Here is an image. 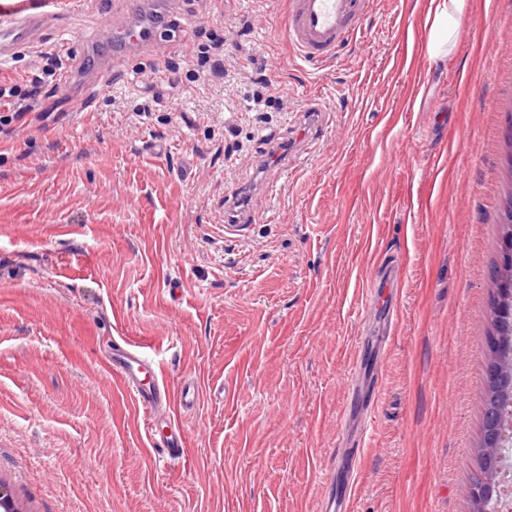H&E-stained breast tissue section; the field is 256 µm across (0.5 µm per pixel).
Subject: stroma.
Here are the masks:
<instances>
[{
  "instance_id": "stroma-1",
  "label": "stroma",
  "mask_w": 512,
  "mask_h": 512,
  "mask_svg": "<svg viewBox=\"0 0 512 512\" xmlns=\"http://www.w3.org/2000/svg\"><path fill=\"white\" fill-rule=\"evenodd\" d=\"M127 4L58 0L0 67L81 49L68 92L0 133V481L19 512H323L352 447V512H475L512 0H468L437 60L432 0H368L319 64L288 46L287 0H147L223 31L221 78L164 41L112 54L100 30ZM156 64L177 95L143 87ZM314 105L331 109L318 151L265 160ZM241 187L271 219L229 234ZM384 259L402 264L393 303L361 319ZM117 336L146 342L171 386L197 383L184 457L152 450L108 361ZM360 353L379 366L372 410L348 399Z\"/></svg>"
}]
</instances>
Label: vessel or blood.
Here are the masks:
<instances>
[{
  "label": "vessel or blood",
  "instance_id": "obj_1",
  "mask_svg": "<svg viewBox=\"0 0 512 512\" xmlns=\"http://www.w3.org/2000/svg\"><path fill=\"white\" fill-rule=\"evenodd\" d=\"M53 0H27L24 10L0 13V66L6 65L22 48L29 46L47 19ZM367 0H289L285 27L289 46L303 61L314 63L332 58L343 42L361 30L366 18ZM160 25L152 20H136L122 29L104 26L100 38L119 44L131 53L156 36ZM112 371L132 393L134 402L145 413L159 410L168 415V434L158 435L155 423L146 431L154 452L171 458L184 455L188 441L176 425V414L194 408L199 400L195 385L171 387L158 375L143 343L121 336L112 344Z\"/></svg>",
  "mask_w": 512,
  "mask_h": 512
}]
</instances>
